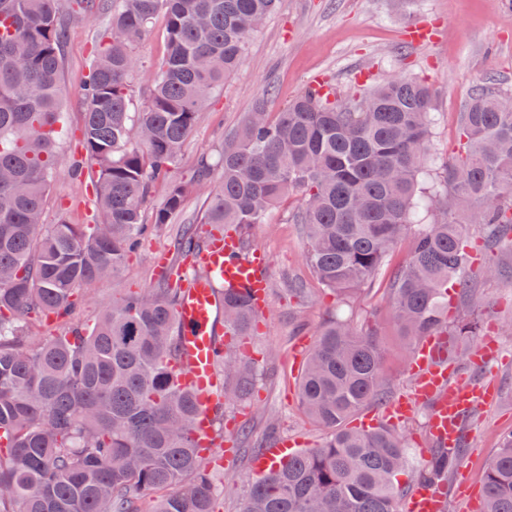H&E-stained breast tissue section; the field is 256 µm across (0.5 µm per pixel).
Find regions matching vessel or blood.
I'll use <instances>...</instances> for the list:
<instances>
[{"instance_id": "b4317fda", "label": "vessel or blood", "mask_w": 512, "mask_h": 512, "mask_svg": "<svg viewBox=\"0 0 512 512\" xmlns=\"http://www.w3.org/2000/svg\"><path fill=\"white\" fill-rule=\"evenodd\" d=\"M195 272L184 282L176 307L182 327L174 370L180 383L191 390L197 401L195 440L201 450L215 447L212 419L223 402L224 382L217 369L218 351L223 346L222 326L218 321V286L248 289L258 307H265L269 296L268 259L262 250H254L248 259H240L239 242L234 235L213 231L211 240L189 261ZM438 337L423 339L410 360L415 375L414 392L386 407L383 419H403L413 414L417 404L428 407V437L444 449L461 442V422L474 403L493 402L497 384L486 378L472 384L474 367L489 362L497 349L493 336L487 335L472 351L469 363L442 364L436 359ZM447 499L437 483L416 485L405 503L406 512H445Z\"/></svg>"}]
</instances>
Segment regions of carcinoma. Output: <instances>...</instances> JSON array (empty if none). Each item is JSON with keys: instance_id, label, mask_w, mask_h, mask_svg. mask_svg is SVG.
I'll list each match as a JSON object with an SVG mask.
<instances>
[{"instance_id": "obj_1", "label": "carcinoma", "mask_w": 512, "mask_h": 512, "mask_svg": "<svg viewBox=\"0 0 512 512\" xmlns=\"http://www.w3.org/2000/svg\"><path fill=\"white\" fill-rule=\"evenodd\" d=\"M277 0H78L111 13L85 85L78 143L94 175L92 224L42 222L59 175L57 147L70 134L62 111L66 19L57 0H0V512H215L219 491L196 455L194 396L171 367L179 289L164 281L104 306L89 329L32 343L28 326L63 322L116 277L147 229L151 183L166 177L209 100L224 89L251 35ZM167 52L137 108L129 77L158 13ZM432 93L392 75L347 99L320 85L280 112L255 101L224 134L218 159L199 161L190 182L172 180L153 216L159 230L204 187L206 208L185 224L184 256L219 224L251 249L252 225L298 193L306 261L317 283L347 296L372 282L421 205L438 219L414 233L409 260L387 288L400 332L480 335L475 253L512 237V89L475 88L459 113L458 150L429 168ZM219 181L211 183L214 170ZM479 225L472 237L467 225ZM224 329L250 336L249 296L220 287ZM375 331L336 312L321 326L298 380L306 415L328 431L254 481L242 512H399L407 468L392 429L342 423L388 389ZM224 408L246 401L258 368L226 347L219 358ZM465 448L434 453L417 472L445 476ZM483 512H512V434L487 463Z\"/></svg>"}]
</instances>
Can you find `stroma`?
<instances>
[{
  "mask_svg": "<svg viewBox=\"0 0 512 512\" xmlns=\"http://www.w3.org/2000/svg\"><path fill=\"white\" fill-rule=\"evenodd\" d=\"M59 10L69 19L62 108L75 131L86 110L81 88L110 17L103 10L77 13L72 0H60ZM422 21L436 26L435 38L421 45L409 44L405 30ZM165 25L164 15H156L139 46L141 65L131 76L139 96H146L165 55ZM394 73L419 78L432 88L430 155L450 158L458 138V116L472 87L490 75L512 87V6L506 0H279L275 13L251 37L238 71L225 81L223 91L212 99L184 142L170 177L189 179L200 157L217 156L225 130L235 127L256 99H265L268 110L278 112L314 78L330 80L343 97ZM92 199L90 177L61 175L46 200L43 221L54 224L63 216L74 224L92 223ZM204 199L203 193H191L176 223L145 236L122 272L99 285L94 299L75 316V323H91L113 296L153 285L175 261L174 244L181 225L199 221ZM298 208V196L286 197L264 223L253 225L250 231L253 246L269 258L270 296L264 326L249 339L250 360L265 376L238 410L248 420L250 433L241 443L242 454L223 469L224 512H236L246 485L256 480L249 449L273 445L269 424L278 426L279 437L300 440L309 448L324 441V432L302 409L296 377L319 327L336 310H343L355 325L370 324L377 329L390 398L408 394L414 387L408 368L413 352L399 333L386 293L393 268L410 255L411 235L397 242L387 268L375 282L344 305L312 277L303 229L292 219ZM492 262V256L481 254L480 269L473 274L480 293L476 312L481 328L494 330L500 345V354L490 365L500 383L498 399L491 405L475 406L466 422L463 460L469 481L478 488L483 485L485 461L501 439L512 434V279L485 277L482 269ZM292 276L302 280L307 289L304 297L288 296ZM427 413L426 407H418L395 425L405 436L415 465L427 461L431 451Z\"/></svg>",
  "mask_w": 512,
  "mask_h": 512,
  "instance_id": "stroma-1",
  "label": "stroma"
}]
</instances>
